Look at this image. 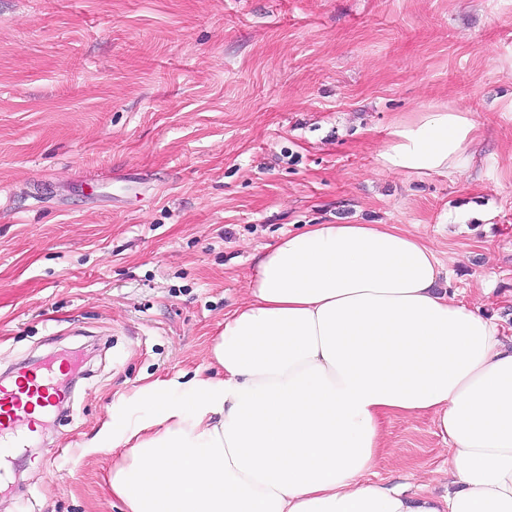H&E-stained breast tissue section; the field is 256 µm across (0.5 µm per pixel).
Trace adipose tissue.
<instances>
[{
	"mask_svg": "<svg viewBox=\"0 0 512 512\" xmlns=\"http://www.w3.org/2000/svg\"><path fill=\"white\" fill-rule=\"evenodd\" d=\"M467 109L395 117L379 170L466 172ZM435 250L395 224H309L256 261L224 318L220 375L140 389L90 445L125 449L109 486L125 512H512V337L441 285ZM386 411L430 414L447 495L371 482Z\"/></svg>",
	"mask_w": 512,
	"mask_h": 512,
	"instance_id": "1",
	"label": "adipose tissue"
}]
</instances>
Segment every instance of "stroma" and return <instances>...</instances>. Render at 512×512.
<instances>
[{
    "mask_svg": "<svg viewBox=\"0 0 512 512\" xmlns=\"http://www.w3.org/2000/svg\"><path fill=\"white\" fill-rule=\"evenodd\" d=\"M477 124L469 171H379L391 120ZM306 224H396L512 336V0H0V375L65 359L66 410L8 512H122L89 442L206 373L255 258ZM377 481L443 494L431 416L384 415Z\"/></svg>",
    "mask_w": 512,
    "mask_h": 512,
    "instance_id": "35a3bbf8",
    "label": "stroma"
}]
</instances>
